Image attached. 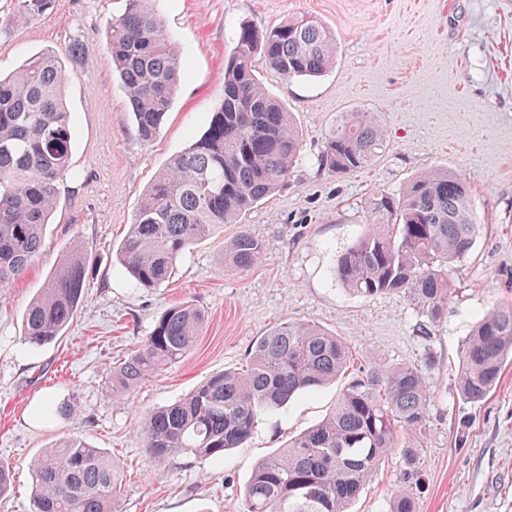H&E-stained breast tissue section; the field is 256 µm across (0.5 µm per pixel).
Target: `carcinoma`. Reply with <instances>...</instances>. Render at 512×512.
Instances as JSON below:
<instances>
[{"mask_svg":"<svg viewBox=\"0 0 512 512\" xmlns=\"http://www.w3.org/2000/svg\"><path fill=\"white\" fill-rule=\"evenodd\" d=\"M153 0H127L109 23L108 52L125 91L138 140L159 134L177 91L182 65ZM51 0H18L19 17L37 21ZM285 79L323 75L336 62V38L313 15L290 16L266 32L240 27L224 61L222 96L207 127L176 155L143 194L118 249L122 269L139 288L167 283L185 251L278 190L301 151L292 115L254 75L255 59ZM67 81L60 53L48 50L0 77V288L21 277L44 247V230L59 204L60 184L79 179L70 168L73 122L63 101ZM386 132L373 112H345L326 138L323 162L338 173L370 165ZM370 227L336 259L337 281L361 296L408 294L429 323L448 310L450 265L475 243L476 224L465 180L446 170L411 177L400 195L368 201ZM263 244L241 229L221 267L246 270ZM89 263L73 244L23 315L32 346L57 340L77 314ZM205 313L170 307L138 349L112 368V397L128 395L148 376L174 365L194 346ZM462 399L483 402L512 353V303L497 305L459 350ZM342 339L318 327L284 323L256 340L246 368L210 377L187 397L150 412L141 423L148 453L165 460L191 455L218 461L243 444L258 417L316 390L350 367ZM429 394L422 370L375 361L358 370L333 411L256 465L243 512H349L379 462L396 451L403 479L416 474L419 436ZM32 512H118L123 474L84 439L70 436L30 463ZM389 512H416L414 496L395 492Z\"/></svg>","mask_w":512,"mask_h":512,"instance_id":"cac0c4a2","label":"carcinoma"}]
</instances>
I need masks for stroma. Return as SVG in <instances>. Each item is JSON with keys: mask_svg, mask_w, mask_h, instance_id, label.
I'll list each match as a JSON object with an SVG mask.
<instances>
[{"mask_svg": "<svg viewBox=\"0 0 512 512\" xmlns=\"http://www.w3.org/2000/svg\"><path fill=\"white\" fill-rule=\"evenodd\" d=\"M157 8L178 44L183 80L159 135L143 144L106 53L107 24L124 0H53L31 23L19 18L16 0H0V72L76 41L86 46L65 63L71 167L80 178L61 183L42 254L0 292V462L15 472L0 512H30L32 458L73 434L122 470L119 512H241L254 467L319 422L347 377L263 414L252 436L219 461H153L140 421L211 375L244 368L258 337L288 322L335 334L354 357L423 369L430 405L419 481L410 487L418 512H512V362L485 401L468 404L457 392L462 342L493 305L512 302V0H159ZM300 13L335 34L333 69L286 80L256 62L258 79L302 134L290 177L240 224L185 253L170 283L136 287L115 250L156 174L203 132L239 28L263 32ZM354 111L377 113L386 141L370 166L336 173L321 162L326 133ZM432 168L467 179L477 223L471 255L451 268L454 292L436 324L407 294L357 296L334 276L337 256L369 222V198L399 194ZM242 227L262 241L263 258L247 270H222L224 247ZM77 241L90 260L78 313L57 341L29 346L23 312ZM184 302L206 314L192 350L113 400V366ZM48 402L80 412L47 419L39 410ZM402 473L400 455L382 460L352 512H388Z\"/></svg>", "mask_w": 512, "mask_h": 512, "instance_id": "stroma-1", "label": "stroma"}]
</instances>
